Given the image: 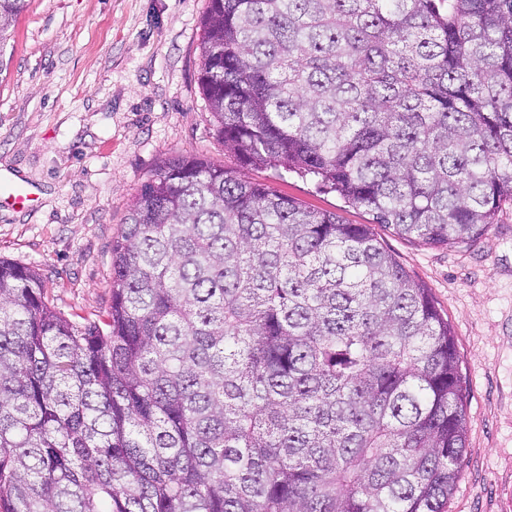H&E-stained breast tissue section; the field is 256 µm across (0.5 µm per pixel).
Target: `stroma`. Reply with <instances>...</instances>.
Masks as SVG:
<instances>
[{
  "label": "stroma",
  "mask_w": 512,
  "mask_h": 512,
  "mask_svg": "<svg viewBox=\"0 0 512 512\" xmlns=\"http://www.w3.org/2000/svg\"><path fill=\"white\" fill-rule=\"evenodd\" d=\"M209 0H28L0 75V176L31 205L0 206V258L36 270L47 303L83 325L111 303L112 243L142 185L197 156L349 224H373L309 178L240 167L198 83ZM382 243L429 288L455 339L468 434L448 512H512V204L453 246Z\"/></svg>",
  "instance_id": "stroma-1"
}]
</instances>
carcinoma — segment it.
I'll use <instances>...</instances> for the list:
<instances>
[{
  "label": "carcinoma",
  "instance_id": "1",
  "mask_svg": "<svg viewBox=\"0 0 512 512\" xmlns=\"http://www.w3.org/2000/svg\"><path fill=\"white\" fill-rule=\"evenodd\" d=\"M26 0H0V53ZM198 82L243 167L399 236L512 201V0H209ZM105 327L0 259V512H446L468 432L448 321L369 224L198 157L112 244Z\"/></svg>",
  "mask_w": 512,
  "mask_h": 512
}]
</instances>
